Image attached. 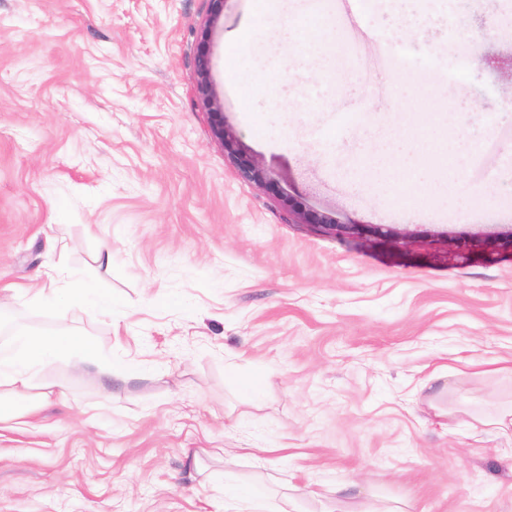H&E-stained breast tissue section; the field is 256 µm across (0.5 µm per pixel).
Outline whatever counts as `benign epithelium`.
Returning <instances> with one entry per match:
<instances>
[{
	"label": "benign epithelium",
	"mask_w": 512,
	"mask_h": 512,
	"mask_svg": "<svg viewBox=\"0 0 512 512\" xmlns=\"http://www.w3.org/2000/svg\"><path fill=\"white\" fill-rule=\"evenodd\" d=\"M196 89L203 105L210 111L212 132L224 144V149L234 160L240 177L257 185L265 184L262 168L254 159L244 155L236 146L233 136L224 130V113L220 110L217 93L211 77V63L206 44H201L196 57ZM305 220L309 224L327 226L344 233L355 229V225H337L334 221L318 213H308Z\"/></svg>",
	"instance_id": "obj_1"
}]
</instances>
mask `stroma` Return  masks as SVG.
Wrapping results in <instances>:
<instances>
[{
	"instance_id": "obj_1",
	"label": "stroma",
	"mask_w": 512,
	"mask_h": 512,
	"mask_svg": "<svg viewBox=\"0 0 512 512\" xmlns=\"http://www.w3.org/2000/svg\"><path fill=\"white\" fill-rule=\"evenodd\" d=\"M302 2L224 0L209 32V0H0V285L60 265L111 300L15 301L43 341L90 348L44 373L30 416L0 392V512H224L232 493L330 512L333 488L354 512H512V436L485 425L512 409V14ZM323 16L348 53L289 67ZM205 40L224 126L270 188L211 132ZM397 44L395 99L375 78ZM411 130L484 146L457 160L465 193L380 172L352 190L354 163Z\"/></svg>"
}]
</instances>
